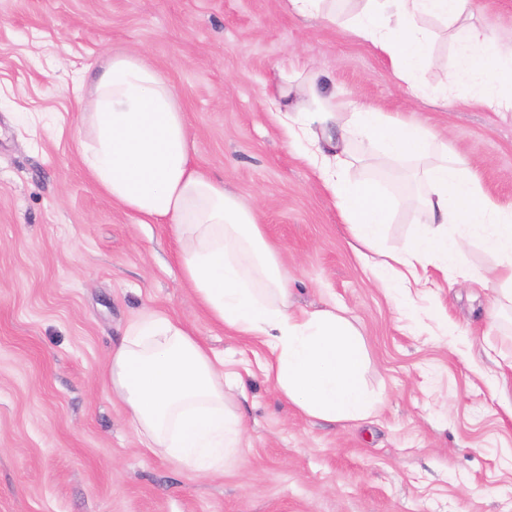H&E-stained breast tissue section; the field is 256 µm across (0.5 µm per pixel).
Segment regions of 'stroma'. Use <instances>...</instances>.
Masks as SVG:
<instances>
[{"instance_id": "35a3bbf8", "label": "stroma", "mask_w": 512, "mask_h": 512, "mask_svg": "<svg viewBox=\"0 0 512 512\" xmlns=\"http://www.w3.org/2000/svg\"><path fill=\"white\" fill-rule=\"evenodd\" d=\"M469 25L512 32V0H473ZM434 91L457 66L454 27L430 23ZM134 51L185 112L192 161L243 204L260 205L295 307L336 303L365 345L374 404L363 421L311 419L265 378L268 348L217 324L187 288L170 224H138L86 174L72 87L89 64ZM300 58L342 104L415 115L497 202L512 203V112L458 89L412 96L370 44L303 21L283 0H0V512H512V332L492 327L497 258L471 243V276L429 268L408 294L380 288L321 181L275 123L266 91ZM417 164L371 158L396 208L380 242L401 248ZM166 310L238 379L228 405L246 429L206 475L144 450L102 374L143 307ZM439 310L447 329L424 314Z\"/></svg>"}]
</instances>
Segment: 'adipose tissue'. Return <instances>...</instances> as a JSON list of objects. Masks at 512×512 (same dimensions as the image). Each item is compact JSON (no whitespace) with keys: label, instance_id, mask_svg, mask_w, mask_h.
Listing matches in <instances>:
<instances>
[{"label":"adipose tissue","instance_id":"obj_1","mask_svg":"<svg viewBox=\"0 0 512 512\" xmlns=\"http://www.w3.org/2000/svg\"><path fill=\"white\" fill-rule=\"evenodd\" d=\"M286 2L302 18L340 25L368 42L414 95L416 72L434 60L426 20L456 24L458 79L475 90L478 105L512 112V37H487L463 25L471 0H363L346 17L336 0ZM73 93L81 122L94 134L81 155L95 185L140 223L174 225L184 281L217 323L267 346L266 376L279 396L311 418H367L373 403L358 329L332 307L293 309L256 211L194 165L185 116L168 83L139 57L115 54L88 71ZM333 99L313 74L304 85L280 86L270 102L288 144L347 224L363 264L387 288L420 284L434 261L464 278L462 256L477 237L499 257L486 278L496 294L494 311H511L512 203L492 200L439 135L417 120L367 106L340 112ZM357 142L389 158L438 154L413 197L424 222L381 260L376 253L392 201L373 182H348L347 158ZM105 384L124 402L150 452L205 471L241 446L243 423L225 404L223 359L164 311L146 309L130 321Z\"/></svg>","mask_w":512,"mask_h":512}]
</instances>
